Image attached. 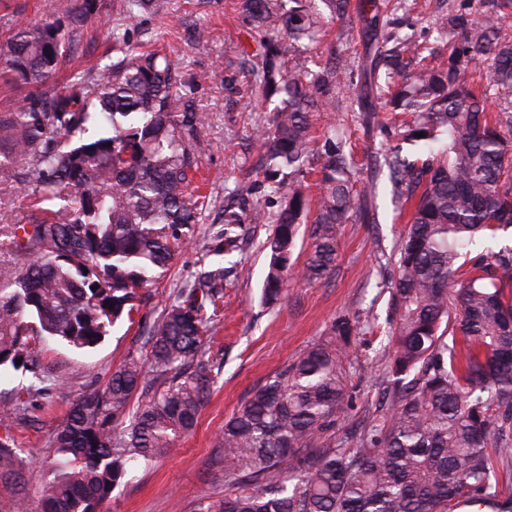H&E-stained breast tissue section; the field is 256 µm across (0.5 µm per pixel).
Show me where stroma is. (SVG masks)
Segmentation results:
<instances>
[{
    "mask_svg": "<svg viewBox=\"0 0 512 512\" xmlns=\"http://www.w3.org/2000/svg\"><path fill=\"white\" fill-rule=\"evenodd\" d=\"M71 0H0V45L22 24L64 19ZM157 13L128 18L120 0H100L95 19L73 33L70 60L54 76L61 86L80 71L95 67L112 52V28H128L134 44H150L156 32H164L169 57L193 81L201 126L199 152L203 193L209 205L195 227L190 242L181 244L167 272L153 287V297L143 308L148 321L158 320L165 303L178 288L192 282L206 265L213 238L224 227L228 192L239 189L244 197L260 202L267 221L251 225L243 245L242 273L232 276L224 290V313L207 333L205 348L221 361L218 381L204 403L194 432L182 439L176 453L148 467L131 470L99 512H202L203 506L224 496V473L214 465L216 435L232 413L273 374L282 370L307 345L319 340L332 319L349 315L377 318L375 331L360 333L353 352L359 367L346 377L355 391L353 407L344 409L336 426L337 438L362 419L363 406L373 395L372 387L383 368L382 330L392 318L387 295L380 288L391 267L405 219L391 203L386 174L361 170L359 186H376L370 202L373 221L345 224L335 270L315 284L291 280L282 299L267 305L261 300V285L267 257L263 243L269 234L271 215L281 202L269 198L253 164L258 150L250 137L254 125L267 119L262 105L248 94L226 91L225 80L245 84L252 63L241 52L245 24L233 11L231 0H159ZM458 0H408L405 10L389 11V20H401L405 32L418 39L431 38L435 19L453 14ZM350 0L345 15L331 14L323 0H311L323 17L324 35L319 43L293 53L295 64L320 69L336 57L353 59L363 52L358 38L357 5ZM330 111L315 118L316 133L325 123L354 131L359 160L383 150L386 133L365 126L348 80H339ZM138 324L122 322L111 328L96 347L76 349L51 339L43 343L42 361L50 375L61 378L59 389L34 401L28 422L0 421V437L12 436L28 453L31 465L16 483L0 481V512H16L26 502L37 512L45 486L57 472L58 457L50 445L51 433L64 421L71 404L101 387L128 351L140 347Z\"/></svg>",
    "mask_w": 512,
    "mask_h": 512,
    "instance_id": "35a3bbf8",
    "label": "stroma"
}]
</instances>
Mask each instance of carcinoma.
Listing matches in <instances>:
<instances>
[{
  "label": "carcinoma",
  "instance_id": "1",
  "mask_svg": "<svg viewBox=\"0 0 512 512\" xmlns=\"http://www.w3.org/2000/svg\"><path fill=\"white\" fill-rule=\"evenodd\" d=\"M158 6L123 0L130 17ZM235 6L247 21L243 48L256 44L258 59L246 93L281 100L252 133L270 192L283 198L265 245L263 300L277 302L290 278L313 284L327 276L342 225L369 214L370 192L355 188L351 142L333 128L319 150L311 253L296 266L311 201L313 113L331 109L338 74L358 77L363 110L396 131V144L372 165L387 167L394 206L410 211L369 422L348 446L330 439L353 400L344 373L356 328L338 317L224 423L216 444L224 498L207 512H455L462 501L500 496L501 474L512 468V247L468 257L482 237L512 227V43L499 37V14L472 18L463 7L439 23L452 38L438 66L429 48L391 34L369 63L339 56L312 72L288 66L292 52L321 36L307 0ZM98 9L97 0H74L67 20L80 27ZM361 21L366 35L379 25L374 3L363 5ZM68 50L62 27L49 22L22 26L0 48L11 81L26 89L0 112V184L22 185L44 213L0 228L25 257L21 267L0 264V368L31 374L28 397L61 385L45 376L32 339L89 348L116 323L134 322L156 272L207 207L191 189L201 122L184 72L160 48L132 46L116 25L111 61L46 90ZM479 56L492 66L481 92L468 75ZM435 143L441 148L424 159L403 154L406 144ZM263 219L257 205L224 210L212 252L232 254L245 224ZM229 272L211 265L179 289L142 348L72 403L52 436L59 469L41 512H96L130 468L170 454L196 428L219 370L204 333L219 321ZM24 404L20 395L0 403V417L22 419ZM28 466L11 437H0V481Z\"/></svg>",
  "mask_w": 512,
  "mask_h": 512
}]
</instances>
